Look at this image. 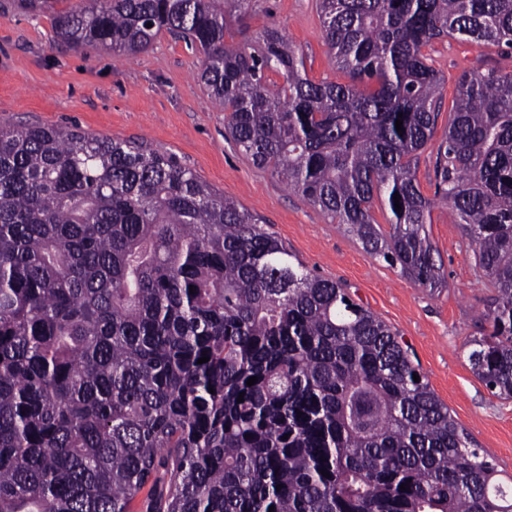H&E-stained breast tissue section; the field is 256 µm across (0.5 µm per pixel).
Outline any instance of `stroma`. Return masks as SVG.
<instances>
[{"mask_svg": "<svg viewBox=\"0 0 512 512\" xmlns=\"http://www.w3.org/2000/svg\"><path fill=\"white\" fill-rule=\"evenodd\" d=\"M269 28L280 29L300 50L310 78L345 82L324 41L317 0H247L226 38L249 45ZM429 54L446 84L434 135L416 161L420 190L428 197L435 191V162L457 77L465 70L512 71V50L503 47L448 37ZM201 63L194 47L166 33L131 58L70 49L56 42L51 14H25L14 0H0V126L66 125L136 140L191 168L270 226L311 272L340 282L396 331L431 389L487 450L499 478L512 480V399L492 395L468 360L470 340L489 330L492 290L457 215L434 209L425 227L446 287L416 286L225 140V112L196 77Z\"/></svg>", "mask_w": 512, "mask_h": 512, "instance_id": "1", "label": "stroma"}]
</instances>
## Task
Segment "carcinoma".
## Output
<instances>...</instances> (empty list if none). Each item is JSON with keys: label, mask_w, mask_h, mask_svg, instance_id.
Segmentation results:
<instances>
[{"label": "carcinoma", "mask_w": 512, "mask_h": 512, "mask_svg": "<svg viewBox=\"0 0 512 512\" xmlns=\"http://www.w3.org/2000/svg\"><path fill=\"white\" fill-rule=\"evenodd\" d=\"M56 2L18 5L72 49L188 41L239 151L423 288L425 225L456 212L493 288L468 359L512 397V73L457 79L434 197L412 167L444 85L424 48L512 49V0H317L345 83L275 28L227 42L246 0ZM146 487L145 512H512L398 335L239 202L139 141L0 126V512H131Z\"/></svg>", "instance_id": "carcinoma-1"}]
</instances>
